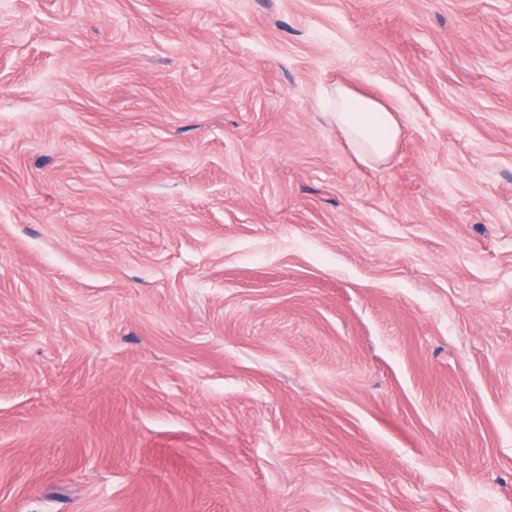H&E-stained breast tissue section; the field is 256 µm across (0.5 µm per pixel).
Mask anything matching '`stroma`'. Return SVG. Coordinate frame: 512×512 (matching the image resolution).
<instances>
[{
    "label": "stroma",
    "instance_id": "1",
    "mask_svg": "<svg viewBox=\"0 0 512 512\" xmlns=\"http://www.w3.org/2000/svg\"><path fill=\"white\" fill-rule=\"evenodd\" d=\"M0 512H512V0H0ZM325 116L336 126L360 161L385 162L396 148L401 128L395 114L377 101L337 83L325 89Z\"/></svg>",
    "mask_w": 512,
    "mask_h": 512
}]
</instances>
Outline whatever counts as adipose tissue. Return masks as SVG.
<instances>
[{"label":"adipose tissue","mask_w":512,"mask_h":512,"mask_svg":"<svg viewBox=\"0 0 512 512\" xmlns=\"http://www.w3.org/2000/svg\"><path fill=\"white\" fill-rule=\"evenodd\" d=\"M324 96L328 121L342 133L358 159L369 166L385 162L395 150L401 132L394 113L340 83L326 89Z\"/></svg>","instance_id":"1"}]
</instances>
